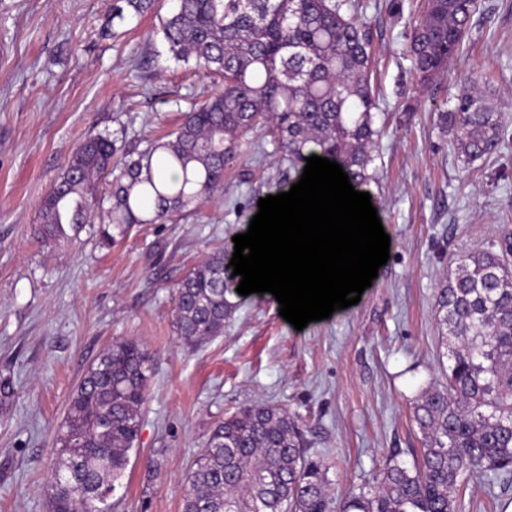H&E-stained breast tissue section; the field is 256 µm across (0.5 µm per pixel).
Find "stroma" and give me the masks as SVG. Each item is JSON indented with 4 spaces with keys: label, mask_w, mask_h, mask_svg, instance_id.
<instances>
[{
    "label": "stroma",
    "mask_w": 512,
    "mask_h": 512,
    "mask_svg": "<svg viewBox=\"0 0 512 512\" xmlns=\"http://www.w3.org/2000/svg\"><path fill=\"white\" fill-rule=\"evenodd\" d=\"M114 0H0V512H50L48 473L70 398L111 344L151 356L147 401L107 512H182L186 474L215 425L259 403L293 417L332 500L371 485L391 454L422 446L412 406L444 382L436 295L471 251L512 234V0H477L460 59L420 85L406 51L423 0H363L379 131L366 190L390 258L360 301L296 330L269 297H242L222 335L186 345L179 282L233 254L260 198L289 191L279 141L247 135L224 184L193 213L137 224L112 248L95 229L48 241L39 208L90 136L144 149L219 90L218 74L171 59L172 0L112 16ZM480 87L502 113L503 148L467 167L438 113ZM461 512H512V483L471 480Z\"/></svg>",
    "instance_id": "1"
}]
</instances>
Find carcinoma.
I'll list each match as a JSON object with an SVG mask.
<instances>
[{
	"instance_id": "carcinoma-1",
	"label": "carcinoma",
	"mask_w": 512,
	"mask_h": 512,
	"mask_svg": "<svg viewBox=\"0 0 512 512\" xmlns=\"http://www.w3.org/2000/svg\"><path fill=\"white\" fill-rule=\"evenodd\" d=\"M155 0H115L113 17L143 14ZM474 0H429L409 44L416 74L433 82L458 60ZM171 58L222 74L224 85L185 113L171 138L134 154L106 136L86 139L40 205L43 234L78 236L96 209L109 245L135 224L191 212L224 182L244 137L259 126L279 133L285 160L303 173L306 158L339 163L350 182L373 178L377 130L371 44L356 0H176L163 23ZM464 163L499 150L500 113L468 89L440 112ZM112 176V192L98 194ZM512 237L460 261L439 289L446 382L423 391L413 418L420 458L390 455L379 485L353 494L342 512H457L477 477L488 486L512 475ZM224 280V252L190 272L175 297L176 329L193 345L221 335L236 309ZM150 357L135 341L109 346L75 390L50 475L51 512H102L124 474L147 399ZM182 512H328V478L308 456L294 420L257 404L216 424L187 474Z\"/></svg>"
}]
</instances>
